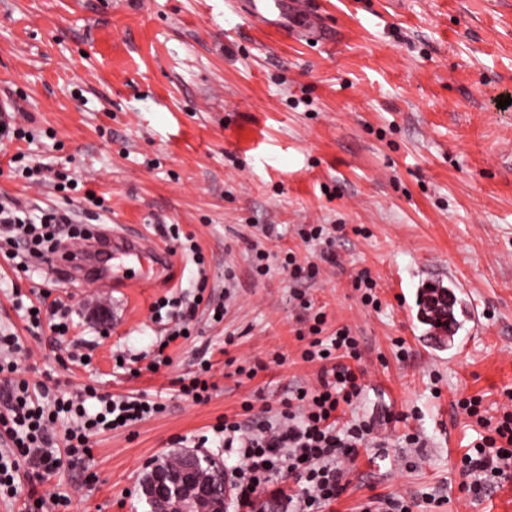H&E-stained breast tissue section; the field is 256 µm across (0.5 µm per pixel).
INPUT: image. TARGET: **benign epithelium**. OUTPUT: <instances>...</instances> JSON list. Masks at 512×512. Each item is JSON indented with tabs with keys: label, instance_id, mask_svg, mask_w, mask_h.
<instances>
[{
	"label": "benign epithelium",
	"instance_id": "1",
	"mask_svg": "<svg viewBox=\"0 0 512 512\" xmlns=\"http://www.w3.org/2000/svg\"><path fill=\"white\" fill-rule=\"evenodd\" d=\"M142 493L164 503L163 512H224L230 488L224 484L218 489L200 479L196 460L189 453L175 467L154 468L142 482Z\"/></svg>",
	"mask_w": 512,
	"mask_h": 512
}]
</instances>
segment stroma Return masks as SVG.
Wrapping results in <instances>:
<instances>
[{"label":"stroma","mask_w":512,"mask_h":512,"mask_svg":"<svg viewBox=\"0 0 512 512\" xmlns=\"http://www.w3.org/2000/svg\"><path fill=\"white\" fill-rule=\"evenodd\" d=\"M332 41L260 32L226 0H0V104L19 107L33 141H0V199L29 212L101 199L98 226L156 235L176 224L206 257L208 290L227 294L222 323L199 313L170 366L116 368V354L152 349L162 327L153 303L198 278L174 252L168 281L108 288L92 274L15 271L0 254V325L23 330L13 287L58 283L74 322L68 335L26 336L31 379L60 391L80 383L112 394L160 395L163 413L94 437L90 458L63 463L46 483L69 512H148L140 484L150 462L193 450L219 417L259 397L316 386L302 362L299 309L280 260L317 261L300 224H341V263L320 267L309 293L325 334L349 326L366 369L346 414L376 420L374 441L325 512H361L373 495H400L412 512H512V481L473 499L455 468L479 426L451 403L479 396L501 413L512 388V0H313ZM79 179L61 193L31 185L10 159ZM269 255L256 277L249 240ZM237 285L224 288V271ZM368 271L379 309L352 277ZM464 291L479 324L427 355L419 291L426 278ZM108 337H101V330ZM233 345H225L227 337ZM409 350L397 358V341ZM91 354L83 367L70 347ZM284 355L283 365L272 364ZM210 358L217 388L197 405L178 380ZM258 367L254 379L236 367ZM424 449L405 447L407 429Z\"/></svg>","instance_id":"stroma-1"}]
</instances>
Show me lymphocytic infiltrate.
<instances>
[{"label": "lymphocytic infiltrate", "instance_id": "1", "mask_svg": "<svg viewBox=\"0 0 512 512\" xmlns=\"http://www.w3.org/2000/svg\"><path fill=\"white\" fill-rule=\"evenodd\" d=\"M90 234V228L76 223L67 208H51L36 217L0 203V246H7L19 271H28L31 257L53 264L62 240L76 248ZM300 235L304 242L324 245L319 262L291 252L282 263L291 296L301 310L299 320L308 326L300 356L320 363L318 385L299 387L287 398L264 402L260 416L249 423L233 416L219 417L211 435L199 436L197 442L201 448L217 443L234 456L230 477L241 507L253 506L255 493L281 476L295 483L287 494L288 512H324L345 490L350 465L360 448L370 444L375 430L369 418L341 421L344 407L355 403L365 387L359 341L347 327L324 336L326 316L313 312L305 290L306 283L318 276L320 263L337 265L336 239L323 224L304 225ZM202 306L214 316L224 312L223 300L207 293L202 278L181 300L162 298L153 304L155 322L172 317L176 323L153 348L150 371L169 365L166 350L171 343L191 338L192 322ZM28 307L24 315L28 331L46 326L55 335H67L71 311L61 299L52 298L50 290H41L38 300L29 302ZM30 353L15 332L0 328V375L10 378V388L0 399V497H16L18 481L23 478L28 486L25 512H64L69 497L42 490L47 474L58 468L62 459L78 462L90 456L93 436L125 429L164 412L166 405L145 394H103L90 384L66 396L55 394L46 382L33 383L25 377L21 360ZM454 406L483 429L458 467L467 481V491L479 498L512 479V410L491 419L478 396L459 398Z\"/></svg>", "mask_w": 512, "mask_h": 512}]
</instances>
